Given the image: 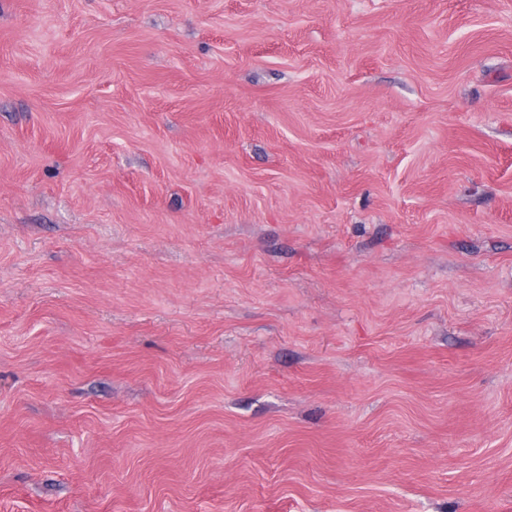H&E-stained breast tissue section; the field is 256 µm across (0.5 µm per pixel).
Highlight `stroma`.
I'll return each instance as SVG.
<instances>
[{
    "instance_id": "1",
    "label": "stroma",
    "mask_w": 512,
    "mask_h": 512,
    "mask_svg": "<svg viewBox=\"0 0 512 512\" xmlns=\"http://www.w3.org/2000/svg\"><path fill=\"white\" fill-rule=\"evenodd\" d=\"M0 512H512V0H0Z\"/></svg>"
}]
</instances>
